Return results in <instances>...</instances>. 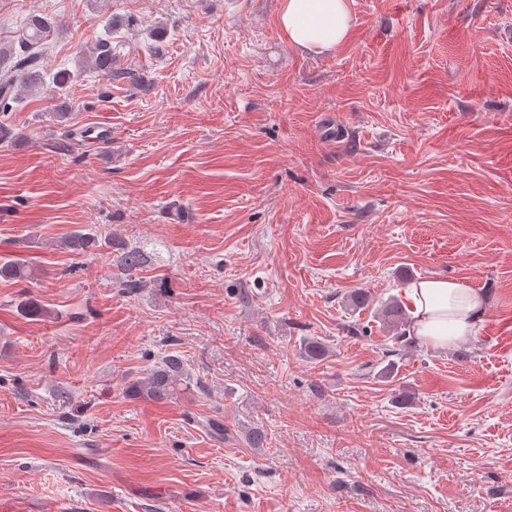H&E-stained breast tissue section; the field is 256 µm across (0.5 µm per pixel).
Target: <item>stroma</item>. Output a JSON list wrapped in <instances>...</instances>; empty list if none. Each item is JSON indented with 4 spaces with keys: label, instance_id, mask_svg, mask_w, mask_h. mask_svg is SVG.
<instances>
[{
    "label": "stroma",
    "instance_id": "stroma-1",
    "mask_svg": "<svg viewBox=\"0 0 512 512\" xmlns=\"http://www.w3.org/2000/svg\"><path fill=\"white\" fill-rule=\"evenodd\" d=\"M280 2L0 0V42L47 14L76 75L0 116V263L35 270L0 278V512H512V0H351L324 55ZM106 36L146 90L85 66ZM422 277L484 326L383 374ZM170 353L185 390L131 395ZM118 263L123 267L125 272L124 280L120 283L122 288L130 292L137 288H142V280L136 276L135 272L144 264L143 255L138 250L130 249L121 254ZM385 313V316L388 318L389 322L396 325L397 331L395 332L396 336H390L391 341H393V345H386V347L382 349V354L385 358L396 357L399 354L397 352L400 351V348L404 346V341L406 342L409 337V332H407L408 329L404 328L402 330L401 328L402 325L407 326L408 317L398 300H393L391 303L386 305ZM398 343H400L398 347L394 346V344Z\"/></svg>",
    "mask_w": 512,
    "mask_h": 512
}]
</instances>
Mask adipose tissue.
<instances>
[{
    "label": "adipose tissue",
    "mask_w": 512,
    "mask_h": 512,
    "mask_svg": "<svg viewBox=\"0 0 512 512\" xmlns=\"http://www.w3.org/2000/svg\"><path fill=\"white\" fill-rule=\"evenodd\" d=\"M278 25L291 45L313 54L342 47L351 35L348 0H282ZM410 332L437 349L478 335L486 317V295L463 279L425 277L403 291Z\"/></svg>",
    "instance_id": "adipose-tissue-1"
}]
</instances>
